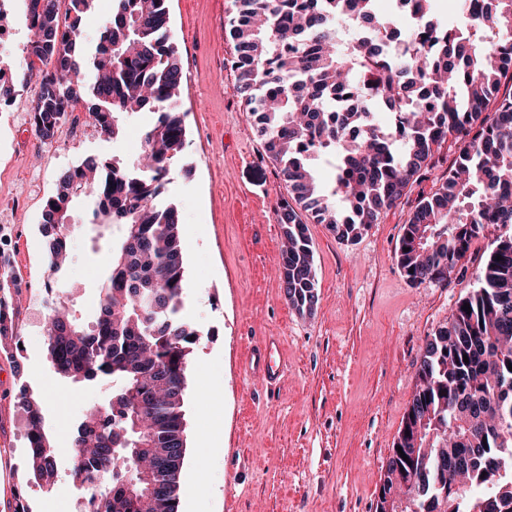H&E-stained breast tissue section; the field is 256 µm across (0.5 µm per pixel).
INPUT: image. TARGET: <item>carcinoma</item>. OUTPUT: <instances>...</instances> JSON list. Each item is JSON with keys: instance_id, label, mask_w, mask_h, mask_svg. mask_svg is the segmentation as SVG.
<instances>
[{"instance_id": "1", "label": "carcinoma", "mask_w": 512, "mask_h": 512, "mask_svg": "<svg viewBox=\"0 0 512 512\" xmlns=\"http://www.w3.org/2000/svg\"><path fill=\"white\" fill-rule=\"evenodd\" d=\"M20 2L29 38L22 66L0 55V78L10 77L0 82V105H23L41 140L76 122L71 110L86 98L94 101L90 122L112 140L124 135L126 117L156 114L132 163L86 159L62 171L45 199L42 234L54 273L69 251L66 219L79 199L88 203V223L119 230L96 318L61 314L64 303L52 301L45 334L60 376L118 382L108 404L77 426L74 482L92 495L93 476L102 474L98 512H179L186 373L200 331L182 313L181 213L164 200L187 137L168 0H112L91 52L82 20L94 0ZM462 2L463 16L447 26L435 0H418V44L390 63L378 42L347 45L337 36L350 15L382 28L406 23L400 14L377 21L374 0H235L231 67L265 154L288 187L276 215L288 241L284 288L301 313L317 302L308 222L329 225L342 241L358 239L451 143L448 177L402 226L401 273L415 286L446 284L451 274H465L457 265L488 226L505 232L492 243L478 288L426 344L411 408L424 434L402 444L412 449L411 462L392 456L387 472L418 479L440 512H512V91H501L512 74V0H485L480 13ZM361 82L375 88L374 102L361 100ZM31 83L38 91L29 98ZM345 96L353 107L330 117ZM377 108L393 112L394 123L379 125ZM321 159L335 162L331 188L316 176ZM21 405L26 482L49 487L57 448L40 402L25 393Z\"/></svg>"}]
</instances>
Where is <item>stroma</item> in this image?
Listing matches in <instances>:
<instances>
[{"label": "stroma", "mask_w": 512, "mask_h": 512, "mask_svg": "<svg viewBox=\"0 0 512 512\" xmlns=\"http://www.w3.org/2000/svg\"><path fill=\"white\" fill-rule=\"evenodd\" d=\"M233 0H170L171 38L181 55L180 109L188 136L171 170L167 196L184 221L183 315L201 331L187 371L188 452L213 426L221 446L196 483L181 478L182 512H374L403 417L416 389L424 342L445 325L476 284L499 235L486 228L463 261L465 276L410 285L396 252L402 226L421 197L445 180L455 154L415 182L401 204L353 243L309 224L318 302L291 306L281 278L283 233L276 209L287 195L276 164L235 89L228 20ZM80 103L76 124L41 141L25 112H0V251L22 283L14 295L17 343L0 347V512L25 496L30 512H69L82 493L71 477V447L86 408L108 403L111 380L75 383L57 375L43 335L42 209L58 174L85 157L135 158L140 112L125 134L102 136ZM111 231L86 222L78 205L69 228L70 262L56 298L91 321L109 263ZM280 339L284 369L273 389L248 377L252 340ZM37 396L58 450L52 488L25 484L27 421L22 393Z\"/></svg>", "instance_id": "35a3bbf8"}]
</instances>
